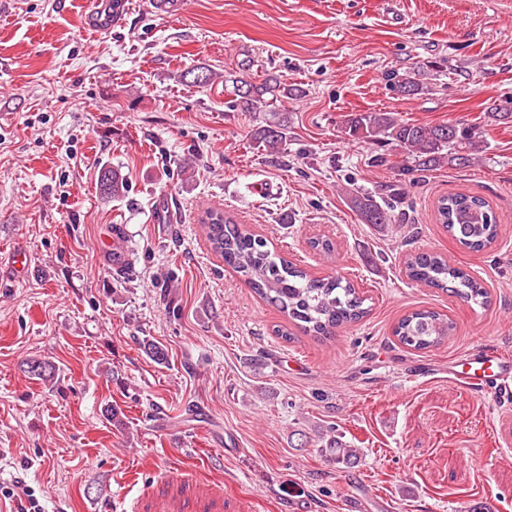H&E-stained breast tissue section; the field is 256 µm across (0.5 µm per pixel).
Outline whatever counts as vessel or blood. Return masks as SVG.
<instances>
[{"label": "vessel or blood", "instance_id": "1", "mask_svg": "<svg viewBox=\"0 0 512 512\" xmlns=\"http://www.w3.org/2000/svg\"><path fill=\"white\" fill-rule=\"evenodd\" d=\"M88 27L106 31L112 26V11L108 0H97L95 8L87 15ZM448 377L454 383L487 392L512 388V356L491 350L478 349L449 360Z\"/></svg>", "mask_w": 512, "mask_h": 512}]
</instances>
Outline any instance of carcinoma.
Here are the masks:
<instances>
[{"mask_svg": "<svg viewBox=\"0 0 512 512\" xmlns=\"http://www.w3.org/2000/svg\"><path fill=\"white\" fill-rule=\"evenodd\" d=\"M396 94L409 98L423 90L409 74L397 77L393 83ZM303 89L288 85L275 77L256 84L247 80L233 83V98L228 107L256 117L252 136L269 152H276L287 142L288 116L271 110L279 99L301 96ZM488 118L501 124L512 123V102L497 104ZM342 133L351 140L376 145L389 152L378 155L377 163L388 156L402 159L401 174L430 171L443 163L469 167L488 147V142L475 128L460 122L439 124L412 123L392 112H358L345 116ZM98 189L104 199H120L128 192V182L120 170L104 166L99 172ZM352 205L364 224L389 226L397 222L395 200L377 199L365 193L352 197ZM439 220L462 247L480 252L497 240V224L489 204L482 198L466 194H450L439 199ZM211 250L224 259V264L243 278L261 299L275 307L286 320L277 329L280 336L292 335L298 329L313 337H331L344 325L361 321L369 312L366 298L347 277L336 272L315 276L276 251L267 248L265 240L235 222L232 216L209 209L201 219ZM407 277L432 288L449 291L467 303L485 306L490 302L487 288L437 253L410 254L405 260ZM455 326L444 315L415 311L402 317L394 336L400 344L424 351L444 344L453 335ZM27 373L46 383L53 382L55 366L42 359L26 362ZM320 452L338 464L352 467L362 456L359 448L343 440L331 429L319 442Z\"/></svg>", "mask_w": 512, "mask_h": 512, "instance_id": "carcinoma-1", "label": "carcinoma"}]
</instances>
